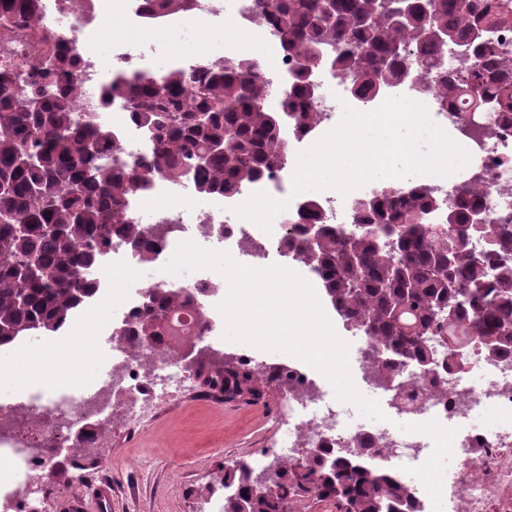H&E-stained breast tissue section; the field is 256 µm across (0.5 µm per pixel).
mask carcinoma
<instances>
[{
    "instance_id": "cac0c4a2",
    "label": "carcinoma",
    "mask_w": 512,
    "mask_h": 512,
    "mask_svg": "<svg viewBox=\"0 0 512 512\" xmlns=\"http://www.w3.org/2000/svg\"><path fill=\"white\" fill-rule=\"evenodd\" d=\"M254 23L276 26L281 44L296 58L294 92L281 106L260 65L247 55L212 63L207 75L172 66L140 85L133 94L134 117L153 146L151 161L123 170L120 138L97 123L96 114L78 121L74 105L82 96L73 84L61 91V76L75 65L51 57L38 79L13 90L11 75L0 73V346L21 336H51L74 320L94 286L87 272L99 266L112 243L123 237L146 262L165 238L162 226L148 228L125 218L127 198L163 177L195 179L196 192L209 197L237 191L286 165L281 129L294 121L299 130L317 124L311 106L317 67L352 79L354 94L404 74L412 59L447 41L470 40V53L451 79L434 87L446 108L466 96L486 116L482 128L512 121V57L483 35L512 23L503 6L474 22L471 11L448 10V0H257ZM30 26L41 22L40 0H12ZM498 58L493 78L471 57ZM458 188L460 207L448 211L446 227L428 223L437 209L433 191L423 187L403 195L396 184L378 186L353 203L366 222L351 233L352 247L328 225H321L315 252L287 235L280 243L319 276L330 304L348 325L365 328L386 353L422 365L435 360L428 338L459 342L475 333L494 356L512 350V229L504 224H472L469 195ZM456 227V234L447 228ZM478 233L492 254L468 246ZM191 295L155 286L135 321L136 336H178L164 330L158 316L183 312ZM204 383L224 381L229 400L260 396L256 384L288 380L245 368L239 358L202 364ZM367 372L381 386L392 381L389 361L374 357ZM292 460H281L283 484L274 496L253 493L252 471L227 469L221 484L235 485L224 497V512H282V502L311 494L335 502L338 512H378L379 504L414 512V497L389 467L367 454L340 457L328 472L322 460L306 463L301 476Z\"/></svg>"
}]
</instances>
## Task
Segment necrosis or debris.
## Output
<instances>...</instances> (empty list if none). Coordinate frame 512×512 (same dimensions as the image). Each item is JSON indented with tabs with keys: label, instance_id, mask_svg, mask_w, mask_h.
<instances>
[{
	"label": "necrosis or debris",
	"instance_id": "4bbe7bcc",
	"mask_svg": "<svg viewBox=\"0 0 512 512\" xmlns=\"http://www.w3.org/2000/svg\"><path fill=\"white\" fill-rule=\"evenodd\" d=\"M231 2L230 8L223 9L217 7L215 0H192L187 10L150 16L144 0H43L40 30L29 28L20 15L8 20L0 18V72L5 70L26 80L37 61L55 53L74 57L76 65L68 77L82 87L78 111L97 113L99 122L121 137L128 164H139L150 157L152 149L132 116L122 79L145 74L144 61L158 47L156 32L199 22L214 29L229 24L255 30L274 59L271 74L276 85L287 86L295 62L283 49L276 30L270 25L255 26V0ZM113 18L121 20L129 35L113 41L109 57L103 58L96 52L94 42ZM413 73L417 86L413 99L425 104L432 120L471 154L468 166L450 177L419 176V185L432 188L442 204L434 215L435 223L445 222L446 207L455 200L459 186L472 182L478 188L473 203L481 215L495 224H512V124L489 133L461 126L458 118L468 111V104H459L451 111L440 109L425 90L432 80L430 72L417 65ZM107 85L112 88V101L105 106L101 93ZM403 90V82L391 81L358 97L352 94L349 82L337 81L335 94L318 95L314 103L322 114L321 122L304 135L296 134L291 127L284 129L281 137L288 143L311 146L339 122L343 105L369 112ZM293 172L290 166L277 169L240 191L212 195L204 206L196 204L190 180L159 179L129 197L127 217L152 226L171 225L170 234L153 257L154 263L167 262L182 241H205L203 225L220 224L224 227V249L236 261L255 267L278 263L317 287L321 284L319 277L294 254L282 250L274 255L268 248L270 241L281 240L301 221L299 209L304 199L292 193ZM258 191L290 201L268 233L232 212L233 206ZM364 194L361 188L346 197L334 190L322 191L315 198L319 223L335 229L348 227L354 221L352 203ZM248 241L260 243V251H247L244 244ZM111 252L110 262L101 263L89 273L90 280L97 284L90 308L100 321L111 325L115 337L110 374L107 380L88 389L80 373H73L64 391L48 378L25 400L0 403V469L7 470L11 477L9 485L0 488V512H15L17 493L34 472H49L47 458L51 451L99 438L102 430L111 427L114 412H122L125 422L138 421L137 402L181 393L197 382L196 375L179 356H169L164 364L158 362V355L166 354L167 344L136 350L131 330L146 291L126 289L119 303L109 304L111 268L128 264L135 254L118 235L112 238ZM171 285L188 287L194 305L205 314V327L193 331V340L199 342L215 335L220 317L217 305L227 293V284L204 272L188 282L172 280ZM445 357L446 352L441 349L432 364L396 361L392 368L393 387L383 390L382 396L391 400L393 388L402 387L404 397L395 409L396 415L412 423L435 419L455 429L453 455L459 468L454 479L443 485V512H487V502L499 497L504 488L512 487V458L498 453L499 448L512 446V351L489 357L479 337L471 335L461 369L445 373L441 366ZM279 368L288 379V401L282 407L280 420L288 429L291 452L316 457L329 448H366L371 455L388 457L397 479L403 482L409 479L408 467L422 465L431 455L433 441L427 435L389 432L369 425L349 426L335 400L329 397L330 382L303 361L291 359L280 363Z\"/></svg>",
	"mask_w": 512,
	"mask_h": 512
}]
</instances>
